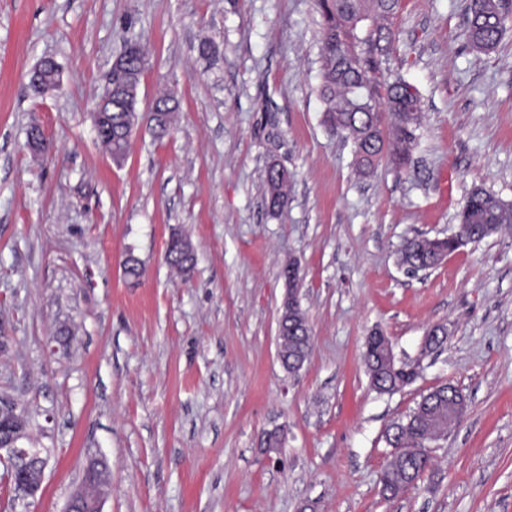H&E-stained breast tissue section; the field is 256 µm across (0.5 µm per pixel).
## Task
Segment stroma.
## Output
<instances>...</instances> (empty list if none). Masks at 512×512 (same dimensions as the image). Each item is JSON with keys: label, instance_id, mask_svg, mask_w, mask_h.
Wrapping results in <instances>:
<instances>
[{"label": "stroma", "instance_id": "1", "mask_svg": "<svg viewBox=\"0 0 512 512\" xmlns=\"http://www.w3.org/2000/svg\"><path fill=\"white\" fill-rule=\"evenodd\" d=\"M465 3L399 0L382 68L417 88L420 140L407 167L363 178L322 122L315 0H0V395L25 405L46 460L36 496L0 488V512H65L92 458L111 476L103 512H512V232L428 272L397 260L405 239L456 234L474 186L512 203V16L478 52ZM131 36L147 63L117 164L92 112ZM47 56L61 83L38 94ZM164 91L179 109L158 139ZM33 125L48 151L28 147ZM273 161L293 175L275 214ZM175 234L196 252L185 276L165 260ZM291 262L314 336L292 376L277 347ZM434 324L448 335L428 354ZM377 330L418 366L392 394L363 362ZM444 383L466 415L417 487L382 498L388 426Z\"/></svg>", "mask_w": 512, "mask_h": 512}]
</instances>
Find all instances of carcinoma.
<instances>
[{"mask_svg": "<svg viewBox=\"0 0 512 512\" xmlns=\"http://www.w3.org/2000/svg\"><path fill=\"white\" fill-rule=\"evenodd\" d=\"M399 0H317L323 18L320 39V83L318 95L323 104V123L334 134L352 144L356 171L372 172L383 157L398 168L409 159L422 125L418 93L400 78L386 79L377 55L383 53L380 41H392L391 33L376 26L361 35L360 24L388 18ZM512 12L509 0H466V34L470 46L482 52L493 50L503 38L505 21ZM122 54L139 65L143 73L145 60L139 38L126 40ZM172 95L159 99L150 113V127L157 137L169 131L173 121ZM138 121V107L121 97L112 98V112L100 136V144L116 163L128 153L133 129ZM291 179L284 168L275 164L266 172V204L275 213L288 202L287 186ZM512 227V203L496 194L475 187L459 212V234L450 240L413 238L406 240L399 251L401 262L415 271L432 262L437 249L450 253L466 242L478 243L504 229ZM169 264L182 273L189 272L195 254L184 238L172 237L166 254ZM294 325L298 334L288 343L282 355V365L292 372L293 362L306 361L309 326L302 310L295 311ZM365 363L371 387L379 393H393L411 384L417 377V366L397 363L388 368L383 364V350L374 336L366 342ZM462 392L451 384L435 387L423 395L413 413L393 423L386 431V441L392 448L402 446L408 452L390 454L380 476L381 493L394 499L404 493L412 482L420 481L432 467L428 449V432L432 420L448 417V403Z\"/></svg>", "mask_w": 512, "mask_h": 512, "instance_id": "obj_1", "label": "carcinoma"}]
</instances>
